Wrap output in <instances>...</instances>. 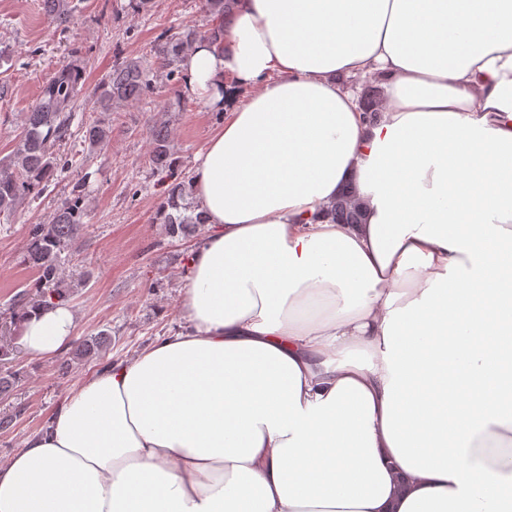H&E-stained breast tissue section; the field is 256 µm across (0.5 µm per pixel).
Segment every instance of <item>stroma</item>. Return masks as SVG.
Masks as SVG:
<instances>
[{
    "mask_svg": "<svg viewBox=\"0 0 512 512\" xmlns=\"http://www.w3.org/2000/svg\"><path fill=\"white\" fill-rule=\"evenodd\" d=\"M68 30L45 19L41 0H0V51L9 56L0 80L11 93L0 100V159L13 151L23 118L37 103L43 84L80 48L84 77L76 115L96 112L93 91L115 63L148 55L160 36L186 28L206 31L201 0H154L150 11L135 13L130 0H76ZM109 145L86 152L81 137L62 151L73 160L41 197L27 200L9 224L0 223V315L9 314L37 273L24 254L27 227L47 222L76 181H85L87 217L80 237L61 254L63 283L76 312L77 337L107 332L112 338L101 357L77 361L71 351L44 357L19 353L11 360L18 382L0 398V415L17 413L0 431V461L22 448L26 437L44 426L74 385L107 363L135 356L158 337L183 325L180 291L188 258L203 227L170 236L159 219L163 188L151 163L149 130L168 122L172 157L190 170L223 118L187 95L180 81L158 74L152 93L111 112ZM69 370H62V363Z\"/></svg>",
    "mask_w": 512,
    "mask_h": 512,
    "instance_id": "obj_1",
    "label": "stroma"
}]
</instances>
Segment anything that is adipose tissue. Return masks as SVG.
I'll return each instance as SVG.
<instances>
[{
  "label": "adipose tissue",
  "mask_w": 512,
  "mask_h": 512,
  "mask_svg": "<svg viewBox=\"0 0 512 512\" xmlns=\"http://www.w3.org/2000/svg\"><path fill=\"white\" fill-rule=\"evenodd\" d=\"M182 69L224 115L184 326L0 461V512H512V0H236ZM328 211L334 220L343 224H359L363 217L360 203L349 189L336 198Z\"/></svg>",
  "instance_id": "1"
}]
</instances>
